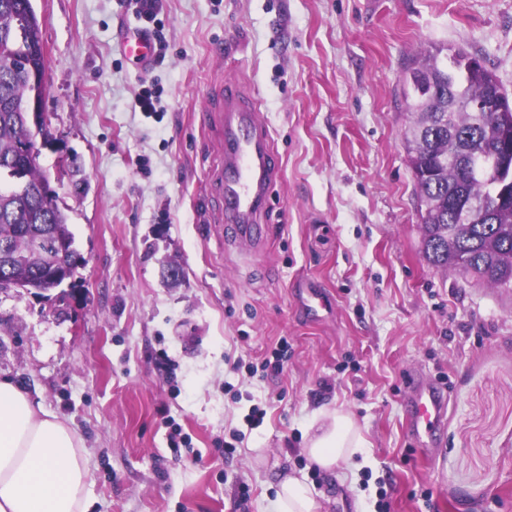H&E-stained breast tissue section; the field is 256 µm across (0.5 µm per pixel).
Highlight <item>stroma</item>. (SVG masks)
<instances>
[{
	"instance_id": "obj_1",
	"label": "stroma",
	"mask_w": 512,
	"mask_h": 512,
	"mask_svg": "<svg viewBox=\"0 0 512 512\" xmlns=\"http://www.w3.org/2000/svg\"><path fill=\"white\" fill-rule=\"evenodd\" d=\"M32 4L38 162L82 262L50 296L0 290V377L83 438L90 512H273L286 473L324 512H512V288L428 262L404 148L420 52L481 58L512 96V0H161L143 65L123 50L132 0ZM229 88L280 161L247 253L209 195L204 107ZM302 282L329 294L323 320ZM283 339L282 373L263 370ZM410 371L445 384L427 454L404 432ZM335 408L365 446L330 474L304 448ZM39 53L43 59L44 62V69L41 74V76L35 74V72H32L30 75L31 81L35 85H39L38 90H35L32 99L24 104L22 106V109L24 112H43V99L46 92V81H45V75H46V64H47V52L45 44L42 42L39 47Z\"/></svg>"
}]
</instances>
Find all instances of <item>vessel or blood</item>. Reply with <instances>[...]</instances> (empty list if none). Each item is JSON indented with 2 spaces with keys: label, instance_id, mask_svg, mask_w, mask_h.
Listing matches in <instances>:
<instances>
[{
  "label": "vessel or blood",
  "instance_id": "obj_1",
  "mask_svg": "<svg viewBox=\"0 0 512 512\" xmlns=\"http://www.w3.org/2000/svg\"><path fill=\"white\" fill-rule=\"evenodd\" d=\"M124 50L127 57L142 62L153 53L151 41L139 32L126 38ZM212 113L223 146L220 163L209 180L221 202L217 220L233 225L236 243L252 248L262 240V220L278 158L255 110L238 95L217 100ZM406 394L407 437L427 449L446 420L447 399L441 389L412 375L407 378Z\"/></svg>",
  "mask_w": 512,
  "mask_h": 512
}]
</instances>
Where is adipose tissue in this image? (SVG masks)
Returning a JSON list of instances; mask_svg holds the SVG:
<instances>
[{
	"label": "adipose tissue",
	"mask_w": 512,
	"mask_h": 512,
	"mask_svg": "<svg viewBox=\"0 0 512 512\" xmlns=\"http://www.w3.org/2000/svg\"><path fill=\"white\" fill-rule=\"evenodd\" d=\"M317 418L321 425L305 453L331 472L359 452L363 439L341 410L324 409ZM89 478L82 438L17 383L0 378V512H87Z\"/></svg>",
	"instance_id": "1"
}]
</instances>
